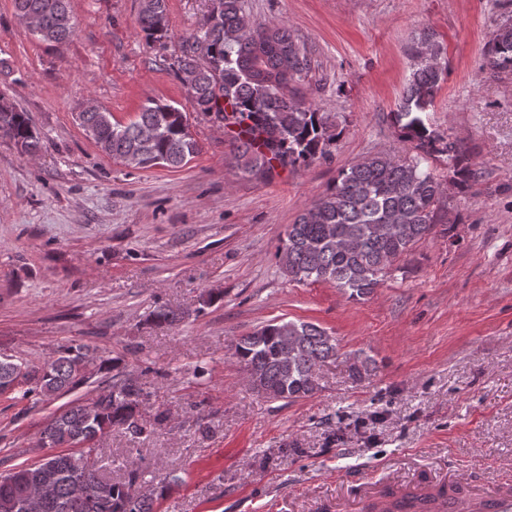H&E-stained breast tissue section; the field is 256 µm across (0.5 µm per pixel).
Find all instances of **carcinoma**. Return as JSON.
I'll use <instances>...</instances> for the list:
<instances>
[{
	"mask_svg": "<svg viewBox=\"0 0 512 512\" xmlns=\"http://www.w3.org/2000/svg\"><path fill=\"white\" fill-rule=\"evenodd\" d=\"M16 13L34 11L44 31L43 40L66 43L74 34L70 0H13ZM243 0H218L200 29L183 39L181 54L173 63L179 79L190 92L194 109L229 129L245 172L271 178L277 168L306 165L328 155L339 137L338 126L311 105L296 98L294 85L311 71V57L284 24H252L251 36L243 33ZM136 26L146 38L159 42L168 37L167 0H141ZM430 58H416L395 120L408 137L418 141L420 155L411 161L370 156L339 172L336 182L304 207L288 225L277 248L280 269L296 282H328L353 299L370 295L391 267L411 253L438 224L443 183L429 167L428 158L447 156L448 173L460 187L473 175L457 143L445 140L429 124L446 64L437 62L441 47L423 37ZM292 76L284 78L281 68ZM485 68L493 73L512 72V18L496 25L486 46ZM101 110L79 114L107 155L128 166L147 169L183 167L198 153L189 132L187 113L180 108L148 100L127 124L105 122ZM0 127L23 154L36 155L42 138L27 113L0 94ZM158 325H172L183 313L159 308L152 314ZM234 355L249 374L251 388L273 400L295 401L318 390L316 367L336 357V338L319 325L280 320L261 326L235 340ZM94 360L87 346L74 344L29 372L30 386L22 397L61 396L87 384L85 369ZM149 397L145 384L130 374L117 373L101 381L99 411L90 416L79 402L55 415L41 429V440L51 447L67 442H89L77 453H49L34 464L16 470L37 482L54 478L51 498L44 512H155L166 483L141 494L144 484L138 469L123 480L100 477L99 439L121 429L136 441L163 425L167 412L158 410L153 420L142 407ZM13 473L0 476V512H23L24 487L11 482ZM83 482L85 498L72 495V484Z\"/></svg>",
	"mask_w": 512,
	"mask_h": 512,
	"instance_id": "carcinoma-1",
	"label": "carcinoma"
}]
</instances>
